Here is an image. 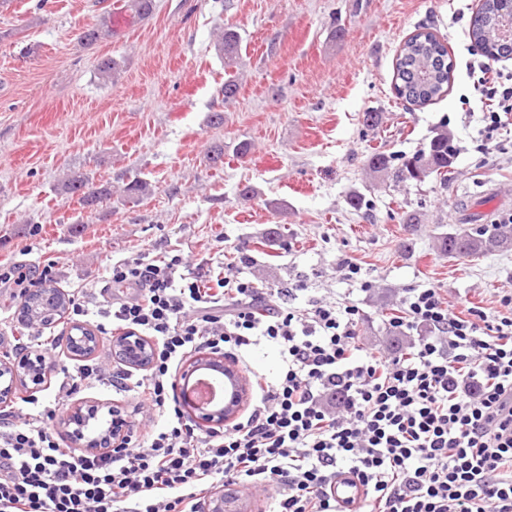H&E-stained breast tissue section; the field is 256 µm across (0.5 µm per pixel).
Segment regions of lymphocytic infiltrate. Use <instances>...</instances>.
Instances as JSON below:
<instances>
[{
	"instance_id": "obj_1",
	"label": "lymphocytic infiltrate",
	"mask_w": 512,
	"mask_h": 512,
	"mask_svg": "<svg viewBox=\"0 0 512 512\" xmlns=\"http://www.w3.org/2000/svg\"><path fill=\"white\" fill-rule=\"evenodd\" d=\"M486 134L512 128V77L478 62ZM238 266L176 253L114 262L119 296L85 288L71 320L96 313L113 329L152 339L146 374L124 363L79 365L78 381L136 393L162 428L107 453L61 447L60 401L38 412L0 410V512H199L214 488H263L268 512H338L337 477L354 478L365 512H512V292L488 315L450 312L439 288H409L398 327L418 329L406 351L362 352L348 299L300 305L294 290L258 287ZM277 345L276 379L258 374L248 413L196 431L176 378L193 354L239 360L254 338Z\"/></svg>"
}]
</instances>
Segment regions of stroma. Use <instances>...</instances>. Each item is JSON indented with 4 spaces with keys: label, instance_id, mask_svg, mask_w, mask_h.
<instances>
[{
    "label": "stroma",
    "instance_id": "35a3bbf8",
    "mask_svg": "<svg viewBox=\"0 0 512 512\" xmlns=\"http://www.w3.org/2000/svg\"><path fill=\"white\" fill-rule=\"evenodd\" d=\"M479 0H154L145 19L118 0H9L0 7V263L56 264L64 293L102 285L111 262L153 258L180 245L199 261L240 248L263 288L300 281L301 299L346 295L359 340L387 354L404 341L389 318L404 289L441 288L454 312L497 310L512 289V250L441 254L457 206L486 219L512 214V136H482L481 95L469 63ZM110 16L112 33L82 45ZM242 37L241 80L224 101L215 35ZM448 46V92L407 108L394 90L396 53L419 28ZM117 81L99 78L102 58ZM224 115L221 124L212 113ZM382 122L366 129L362 116ZM447 126L457 150L447 183L373 185L374 150L412 154ZM251 144L238 157L239 142ZM224 148V163L207 155ZM81 175L102 191L96 209L62 189ZM143 180L138 197L125 188ZM365 197L355 209L351 196ZM420 222L407 228L404 213ZM361 267L367 290L343 280Z\"/></svg>",
    "mask_w": 512,
    "mask_h": 512
}]
</instances>
